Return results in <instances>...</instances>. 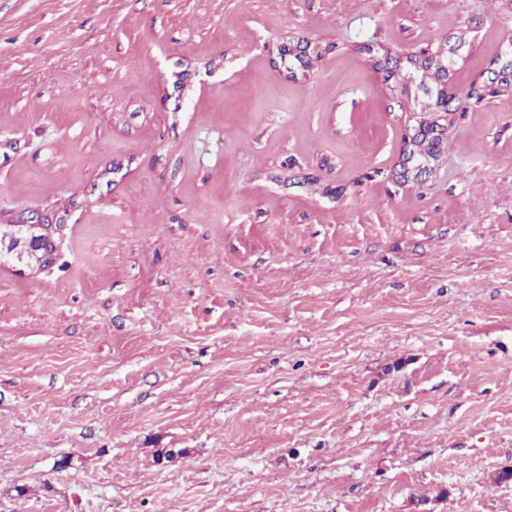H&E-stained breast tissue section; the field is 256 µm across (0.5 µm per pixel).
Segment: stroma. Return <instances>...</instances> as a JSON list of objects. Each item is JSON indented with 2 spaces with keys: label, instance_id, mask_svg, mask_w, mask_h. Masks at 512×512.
<instances>
[{
  "label": "stroma",
  "instance_id": "obj_1",
  "mask_svg": "<svg viewBox=\"0 0 512 512\" xmlns=\"http://www.w3.org/2000/svg\"><path fill=\"white\" fill-rule=\"evenodd\" d=\"M317 56L289 77L282 47ZM512 0H0V512H512ZM459 45L426 111L364 45ZM419 129L417 125L407 128L400 161L399 178L404 182L418 180L422 176L433 173L434 167L431 163L420 161L416 158L415 142ZM15 225L25 230L18 237ZM66 225L53 223L46 215L32 213L11 224H0V256L7 257L13 266H25L29 269L44 268L56 261V251L46 242H54V236L65 230Z\"/></svg>",
  "mask_w": 512,
  "mask_h": 512
}]
</instances>
